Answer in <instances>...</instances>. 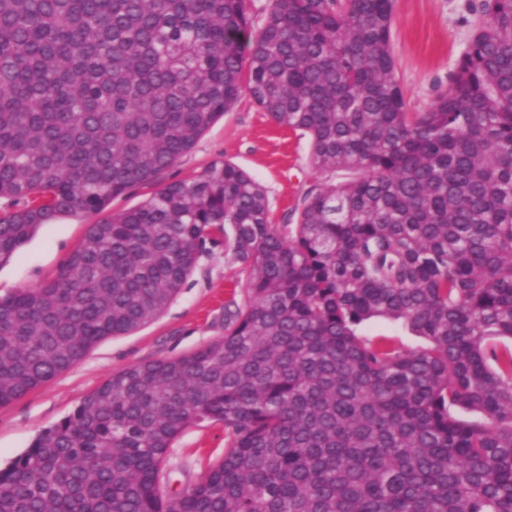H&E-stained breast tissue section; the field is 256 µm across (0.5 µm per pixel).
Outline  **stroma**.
Here are the masks:
<instances>
[{
	"label": "stroma",
	"mask_w": 512,
	"mask_h": 512,
	"mask_svg": "<svg viewBox=\"0 0 512 512\" xmlns=\"http://www.w3.org/2000/svg\"><path fill=\"white\" fill-rule=\"evenodd\" d=\"M481 0H396L391 45L397 78L410 111L419 112L448 88V77L473 33ZM308 137L276 126L242 94L171 170L192 179L227 160L265 189L272 219L296 221L294 209L314 181ZM96 215L63 216L40 228L0 267V296L54 278L82 241ZM237 268L223 241L208 244L176 298L154 321L108 337L45 385L0 406V469L23 455L38 434L70 415L113 373L134 363L184 356L224 334V305ZM224 427L202 423L175 441L164 465L162 488L175 494L195 482L224 452Z\"/></svg>",
	"instance_id": "stroma-1"
}]
</instances>
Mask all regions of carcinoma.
<instances>
[{"label": "carcinoma", "instance_id": "obj_1", "mask_svg": "<svg viewBox=\"0 0 512 512\" xmlns=\"http://www.w3.org/2000/svg\"><path fill=\"white\" fill-rule=\"evenodd\" d=\"M395 0H0V265L171 171L241 97L324 179L274 224L228 161L0 297V406L156 319L224 234L241 302L194 353L112 374L0 470V512H512V0L407 108ZM401 322L426 345L364 332ZM224 455L177 497L178 436ZM224 426L202 423L186 429L175 441L164 465L162 488L176 494L195 482L208 463L224 453Z\"/></svg>", "mask_w": 512, "mask_h": 512}]
</instances>
